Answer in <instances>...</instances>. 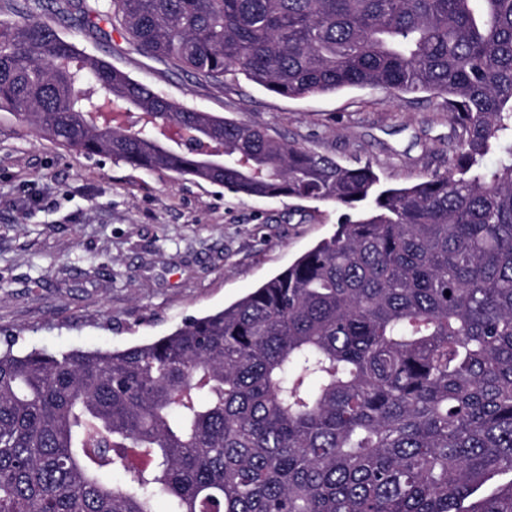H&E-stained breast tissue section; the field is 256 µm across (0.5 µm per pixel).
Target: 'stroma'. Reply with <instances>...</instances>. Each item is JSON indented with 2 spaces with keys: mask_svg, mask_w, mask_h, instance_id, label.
<instances>
[{
  "mask_svg": "<svg viewBox=\"0 0 512 512\" xmlns=\"http://www.w3.org/2000/svg\"><path fill=\"white\" fill-rule=\"evenodd\" d=\"M79 48L177 103L269 127L386 186L444 172L453 127L428 95L382 88L285 97L202 83L140 54L107 18L38 13ZM334 203L249 198L191 176L91 159L0 112V330L17 348H127L224 309L336 231Z\"/></svg>",
  "mask_w": 512,
  "mask_h": 512,
  "instance_id": "obj_1",
  "label": "stroma"
}]
</instances>
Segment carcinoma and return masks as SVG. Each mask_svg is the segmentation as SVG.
Returning <instances> with one entry per match:
<instances>
[{"label":"carcinoma","instance_id":"obj_1","mask_svg":"<svg viewBox=\"0 0 512 512\" xmlns=\"http://www.w3.org/2000/svg\"><path fill=\"white\" fill-rule=\"evenodd\" d=\"M41 7L0 20V111L89 157L352 214L154 341H6L0 512H155L160 498L167 512H512V479L471 500L512 474V0L75 6L201 82L442 99L448 171L399 188L369 161L177 104L34 18Z\"/></svg>","mask_w":512,"mask_h":512}]
</instances>
